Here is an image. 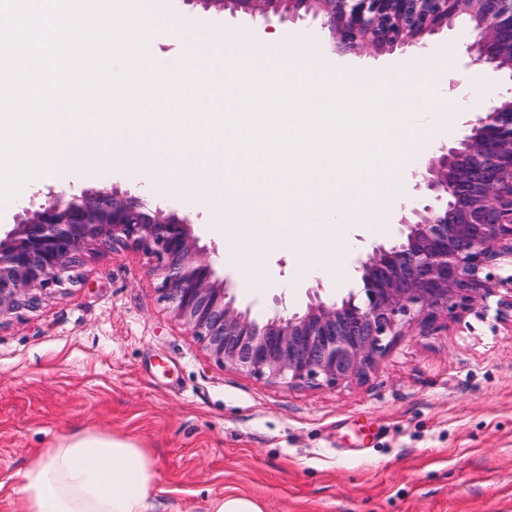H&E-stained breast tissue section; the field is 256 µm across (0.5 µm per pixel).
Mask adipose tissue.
I'll return each mask as SVG.
<instances>
[{"mask_svg":"<svg viewBox=\"0 0 512 512\" xmlns=\"http://www.w3.org/2000/svg\"><path fill=\"white\" fill-rule=\"evenodd\" d=\"M157 484L150 449L112 434L70 431L28 462L20 512H153Z\"/></svg>","mask_w":512,"mask_h":512,"instance_id":"ef3b65f1","label":"adipose tissue"}]
</instances>
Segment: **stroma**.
<instances>
[{"label":"stroma","instance_id":"stroma-1","mask_svg":"<svg viewBox=\"0 0 512 512\" xmlns=\"http://www.w3.org/2000/svg\"><path fill=\"white\" fill-rule=\"evenodd\" d=\"M143 4L192 35L244 30L265 39L260 17L205 12L188 0ZM445 48L439 82L448 100L480 107L512 88L511 77L463 67L460 26L429 37L423 52L436 58ZM410 57L328 49L321 60L357 83ZM103 186L187 217L237 306L254 317L303 311L315 291L366 301L354 269L375 242L364 225L352 227L351 249L337 251L336 273H302L297 254L276 250L252 275L207 212L131 167H89L22 190L0 211V230L49 193ZM152 266L121 247L87 256L79 283L0 323V512H20L28 461L73 429L152 450L154 512H207L227 493L259 498L268 512H512V318L479 306L415 325L366 378L291 387L215 362L159 301Z\"/></svg>","mask_w":512,"mask_h":512}]
</instances>
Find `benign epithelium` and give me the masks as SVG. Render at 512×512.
Returning <instances> with one entry per match:
<instances>
[{
    "label": "benign epithelium",
    "mask_w": 512,
    "mask_h": 512,
    "mask_svg": "<svg viewBox=\"0 0 512 512\" xmlns=\"http://www.w3.org/2000/svg\"><path fill=\"white\" fill-rule=\"evenodd\" d=\"M280 22L321 18L334 51L391 54L463 17L467 66L512 76V0H196ZM414 172L398 232L355 260L368 302L324 301L259 322L235 306L180 218L116 188L50 196L0 238V323L78 282L86 253L116 246L154 261L160 299L223 366L271 382L336 384L375 370L412 324L498 298L512 311V96L489 102Z\"/></svg>",
    "instance_id": "benign-epithelium-1"
}]
</instances>
